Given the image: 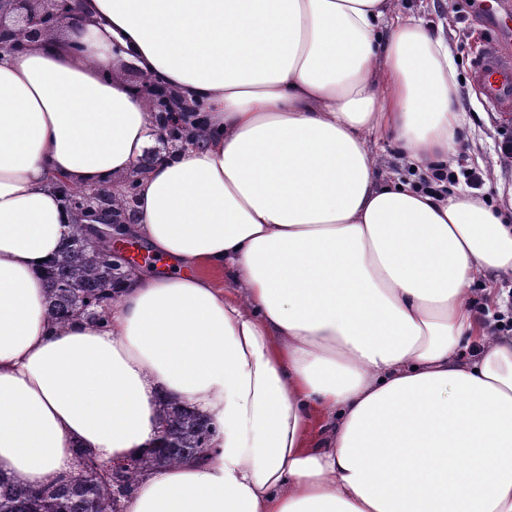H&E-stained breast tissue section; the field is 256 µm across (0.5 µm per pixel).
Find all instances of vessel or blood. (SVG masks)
Masks as SVG:
<instances>
[{
    "mask_svg": "<svg viewBox=\"0 0 512 512\" xmlns=\"http://www.w3.org/2000/svg\"><path fill=\"white\" fill-rule=\"evenodd\" d=\"M492 31L491 40L473 64L472 80L489 107H512V56L501 50L503 43L512 40V26L497 22Z\"/></svg>",
    "mask_w": 512,
    "mask_h": 512,
    "instance_id": "obj_1",
    "label": "vessel or blood"
}]
</instances>
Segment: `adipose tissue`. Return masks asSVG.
<instances>
[{"label":"adipose tissue","mask_w":512,"mask_h":512,"mask_svg":"<svg viewBox=\"0 0 512 512\" xmlns=\"http://www.w3.org/2000/svg\"><path fill=\"white\" fill-rule=\"evenodd\" d=\"M95 38L0 55V477L157 443V395L213 451L125 512H512V336L474 284L512 278V225L442 176L462 142L453 47L402 0H80ZM199 106L156 144L151 101ZM396 144L413 176L381 170ZM137 180L128 232L178 274L128 277L106 327L47 316L74 216L56 186Z\"/></svg>","instance_id":"1"}]
</instances>
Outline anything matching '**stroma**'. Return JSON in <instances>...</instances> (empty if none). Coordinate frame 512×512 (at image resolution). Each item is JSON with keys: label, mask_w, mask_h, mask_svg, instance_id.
<instances>
[{"label": "stroma", "mask_w": 512, "mask_h": 512, "mask_svg": "<svg viewBox=\"0 0 512 512\" xmlns=\"http://www.w3.org/2000/svg\"><path fill=\"white\" fill-rule=\"evenodd\" d=\"M431 27H442L455 46L457 92L463 112L462 137L468 149L449 159L448 168L457 176L456 187L465 188L463 171L476 168L483 174L478 194L512 220V162H504L500 145L512 131L505 115L487 111L480 91L469 74L471 61L490 32L481 0H407Z\"/></svg>", "instance_id": "35a3bbf8"}]
</instances>
